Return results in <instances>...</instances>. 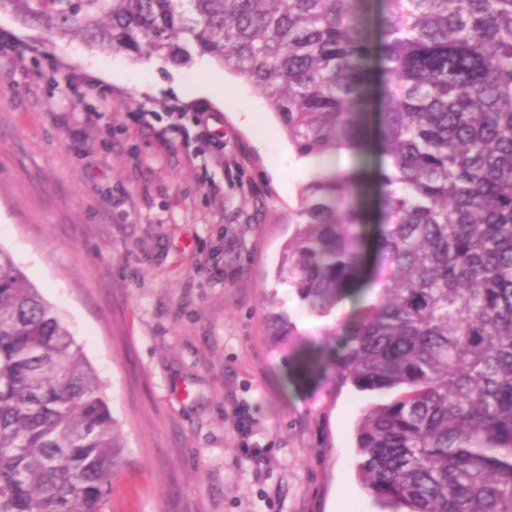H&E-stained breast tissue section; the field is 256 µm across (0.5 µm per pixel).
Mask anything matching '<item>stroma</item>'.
<instances>
[{"label":"stroma","mask_w":512,"mask_h":512,"mask_svg":"<svg viewBox=\"0 0 512 512\" xmlns=\"http://www.w3.org/2000/svg\"><path fill=\"white\" fill-rule=\"evenodd\" d=\"M174 112L205 113L210 140L185 144ZM369 166L302 161L268 100L208 58L137 61L0 14V248L69 323L123 429L104 512H379L354 430L383 394L296 375L298 347L376 290L321 317L275 277L312 173ZM237 408L267 463L241 453Z\"/></svg>","instance_id":"stroma-1"}]
</instances>
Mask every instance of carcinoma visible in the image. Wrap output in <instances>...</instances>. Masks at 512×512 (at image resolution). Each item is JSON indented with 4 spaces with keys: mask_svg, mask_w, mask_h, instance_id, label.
I'll use <instances>...</instances> for the list:
<instances>
[{
    "mask_svg": "<svg viewBox=\"0 0 512 512\" xmlns=\"http://www.w3.org/2000/svg\"><path fill=\"white\" fill-rule=\"evenodd\" d=\"M50 39L186 66L267 97L301 157L381 112L380 288L319 364L391 395L356 425L383 512H512V0H0ZM351 176L314 175L278 280L324 316L358 271ZM272 335L288 342L287 316ZM125 463L102 385L57 309L0 248V512H104Z\"/></svg>",
    "mask_w": 512,
    "mask_h": 512,
    "instance_id": "obj_1",
    "label": "carcinoma"
}]
</instances>
